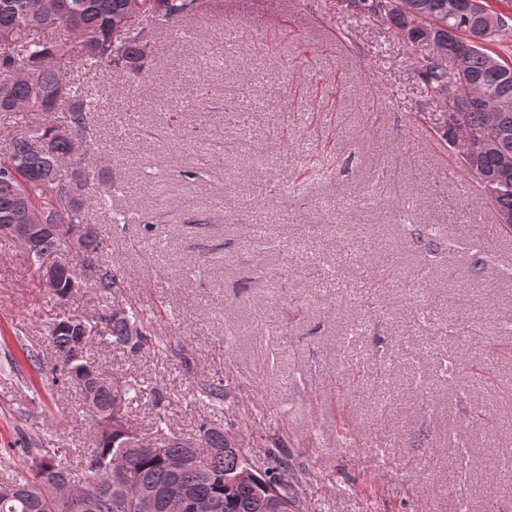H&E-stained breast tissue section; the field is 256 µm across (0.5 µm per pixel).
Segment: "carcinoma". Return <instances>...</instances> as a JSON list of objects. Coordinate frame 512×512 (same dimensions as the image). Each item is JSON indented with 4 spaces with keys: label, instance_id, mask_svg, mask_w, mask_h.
Listing matches in <instances>:
<instances>
[{
    "label": "carcinoma",
    "instance_id": "carcinoma-1",
    "mask_svg": "<svg viewBox=\"0 0 512 512\" xmlns=\"http://www.w3.org/2000/svg\"><path fill=\"white\" fill-rule=\"evenodd\" d=\"M200 0H0V112L12 118L11 137H0V224H28L36 213L46 212L63 233L80 241L79 257L99 253L101 233L88 234L89 212L112 211V221L126 214L112 210V188L94 187L96 164L91 161L94 138L87 131V112L102 93L87 86L83 75L94 68L109 67L140 73L150 47L135 22L145 15L164 21L178 20L199 7ZM353 13L381 25H390L406 35L412 45L424 44L438 51L440 44L467 48L465 77L453 66L433 61L421 73L439 98L448 102L445 137L456 145L458 132L465 130L488 140V146L464 162L495 181L480 184L482 199L493 206L497 216H512V168L503 166L512 157V112L498 113L492 120L487 103L498 98L512 100V58L506 60L491 48L512 32V16L485 6L481 16L457 12L456 0H351ZM466 80L476 98H458L457 82ZM64 113V120L53 123L48 116ZM84 143L82 157L65 178L57 160L69 158L75 143ZM67 247L58 234L45 235L39 244L43 257ZM59 288L55 296L72 293L70 279L77 278L67 264H58ZM90 286L109 301L101 309V328L80 327L65 317L47 327L64 381L74 386L83 405L100 428L94 448L83 463L86 478L75 482L78 492L94 490L96 474L92 465L107 463L123 453L126 434L139 432L129 416V408L141 401L146 389L133 378H106L88 355L93 340H101L137 354L152 344L143 310L134 306L114 308L112 289L120 279L112 265L97 262L89 277ZM121 398L123 411L114 415L115 398ZM205 443L197 452L207 456L201 469L174 473L170 457L185 452L177 437H168L161 448L134 456V473L143 485L157 492L173 481L189 485L208 498L212 512H257L266 490L276 489L284 512H301L295 496L299 478L285 458L275 459L264 471L252 470L247 481L236 482L243 461L224 452V429L201 426ZM21 451L43 460V467L29 474H13L3 482L22 492L0 496V512H56L40 495L59 475L65 448H42L35 441H23Z\"/></svg>",
    "mask_w": 512,
    "mask_h": 512
}]
</instances>
